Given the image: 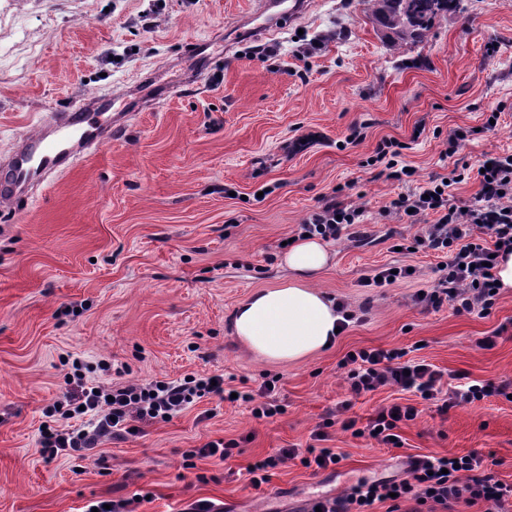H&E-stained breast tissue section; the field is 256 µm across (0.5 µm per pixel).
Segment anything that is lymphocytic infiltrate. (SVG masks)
Returning a JSON list of instances; mask_svg holds the SVG:
<instances>
[{"mask_svg": "<svg viewBox=\"0 0 512 512\" xmlns=\"http://www.w3.org/2000/svg\"><path fill=\"white\" fill-rule=\"evenodd\" d=\"M487 162L488 170L476 175L479 191L475 203L449 205L451 185L465 179L464 173L456 172L450 179L433 178L399 194L388 206L389 212L418 225L412 243L414 250L445 256L437 266L441 273L437 285L418 296V303L437 308L447 302L456 311L468 313L487 312L494 304L493 267L499 256L512 251V154L492 155ZM363 215V209L345 206L331 195L307 215L299 230L327 242L341 239L346 232L361 238L365 235L361 228ZM340 366L346 373L350 399L338 402L324 428L312 432L316 445L309 448L307 456L300 458L295 449L281 448L249 464L246 471L252 487L269 482L271 470L294 458L308 468L325 470L336 466L340 455L322 445L327 427L337 425L354 436L389 447L401 424L420 415L417 405L395 402L378 409L360 427L347 415L355 398L383 388H397L425 401L444 393L448 406L454 407L504 392L503 387L493 382L469 378L452 390L443 391L442 371L431 364L407 359L402 349L354 350L344 356ZM223 382L220 375L213 379L187 376L180 382L128 380L106 387L77 374L74 387L48 411L49 416L60 417V424L45 425L39 444L54 457L89 451L102 439L124 440L140 434L142 425L169 421L209 395L224 400L237 397L250 405L251 414L257 419L282 413V406L271 398L275 380L264 381L258 392L241 391L235 395L224 388ZM82 413L90 417L87 427H67L68 419ZM462 500L485 502L486 512H505L506 503L512 501V483H504L487 472L483 457L474 452L462 456L417 455L406 479L362 481L341 495L315 499L314 504L322 512H368L375 503L387 501L391 504L390 512H400L405 501L419 506L431 502L447 508Z\"/></svg>", "mask_w": 512, "mask_h": 512, "instance_id": "obj_1", "label": "lymphocytic infiltrate"}]
</instances>
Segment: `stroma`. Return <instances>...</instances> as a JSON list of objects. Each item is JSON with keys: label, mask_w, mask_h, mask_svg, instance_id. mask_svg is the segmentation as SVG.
<instances>
[{"label": "stroma", "mask_w": 512, "mask_h": 512, "mask_svg": "<svg viewBox=\"0 0 512 512\" xmlns=\"http://www.w3.org/2000/svg\"><path fill=\"white\" fill-rule=\"evenodd\" d=\"M260 0H0V158L46 113L96 93L120 98L131 118L112 144L56 177L19 211L0 209V512H84L93 501L144 494L134 512H182L208 498L231 512H305L312 499L358 481L406 478L415 455L483 454L512 483V291L486 315L414 301L438 275L431 253L395 252L418 227L384 208L409 186L368 165L384 140L404 143L415 184L512 153V0H463L420 45L393 48L365 0H310L258 39L241 21ZM155 16L145 26L144 13ZM498 51L488 55V44ZM182 81L159 108L139 97ZM501 118L484 130L492 109ZM364 137L350 144L353 127ZM476 128L442 158L453 129ZM273 191L261 195L264 186ZM364 210L366 241L330 243L332 261L311 284L360 313L334 344L293 363L246 353L230 327L255 292L283 286V240L322 197ZM414 280L362 281L386 265ZM498 333L496 345L478 347ZM360 348H399L445 374L505 386L507 396L439 413L423 404L386 448L330 428L335 470L299 461L248 484L250 463L280 448L306 452L310 434L350 399L339 363ZM91 378L177 380L220 375L228 387L279 382L283 412L254 419L247 404L206 397L85 457L47 459L46 411L70 390L68 362ZM112 372L96 371L100 360ZM238 441L227 460L186 454Z\"/></svg>", "instance_id": "obj_1"}]
</instances>
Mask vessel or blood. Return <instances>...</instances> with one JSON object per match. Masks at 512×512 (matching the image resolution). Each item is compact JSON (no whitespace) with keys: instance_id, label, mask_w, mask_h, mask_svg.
I'll return each mask as SVG.
<instances>
[{"instance_id":"1","label":"vessel or blood","mask_w":512,"mask_h":512,"mask_svg":"<svg viewBox=\"0 0 512 512\" xmlns=\"http://www.w3.org/2000/svg\"><path fill=\"white\" fill-rule=\"evenodd\" d=\"M304 5L305 0H263L254 32L263 34L282 21L295 19ZM127 119L126 113L113 111L108 94L80 98L51 113L0 159V205L25 207L50 177L111 143Z\"/></svg>"}]
</instances>
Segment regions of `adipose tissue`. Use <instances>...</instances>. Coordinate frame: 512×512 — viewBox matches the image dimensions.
I'll use <instances>...</instances> for the list:
<instances>
[{
	"mask_svg": "<svg viewBox=\"0 0 512 512\" xmlns=\"http://www.w3.org/2000/svg\"><path fill=\"white\" fill-rule=\"evenodd\" d=\"M330 260L328 245L317 237L288 247L281 262L292 281L255 292L232 314L233 334L245 351L268 362H295L335 342L340 316L310 283Z\"/></svg>",
	"mask_w": 512,
	"mask_h": 512,
	"instance_id": "ef3b65f1",
	"label": "adipose tissue"
}]
</instances>
